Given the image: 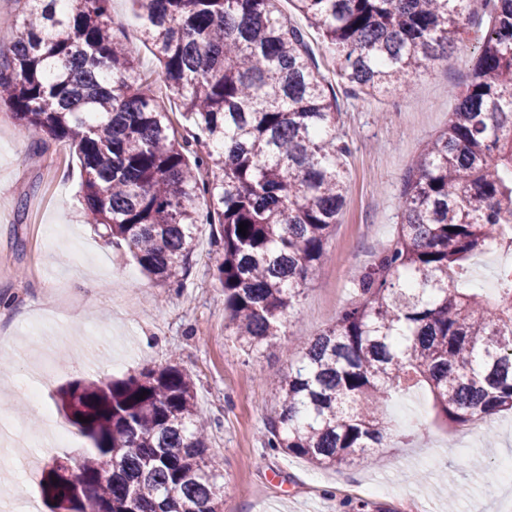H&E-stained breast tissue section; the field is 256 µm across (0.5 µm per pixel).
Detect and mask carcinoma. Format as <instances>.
<instances>
[{
    "mask_svg": "<svg viewBox=\"0 0 512 512\" xmlns=\"http://www.w3.org/2000/svg\"><path fill=\"white\" fill-rule=\"evenodd\" d=\"M15 2L0 106L25 132L70 142L87 223L124 242L159 288L180 282L198 225H219L226 327L249 351L275 346L348 191L336 93L302 31L278 0H133L159 63L145 73L112 31V0ZM293 2L364 95L448 65L473 15L472 0ZM480 12L488 25L448 127L404 178L396 237L275 383L273 450L358 464L394 441L389 398L419 386L449 432L512 411V266L491 299L457 286L473 256L512 250V0H481ZM159 80L181 99L182 133L156 100ZM58 405L92 448L43 469L50 512H223L209 422L178 365L74 380Z\"/></svg>",
    "mask_w": 512,
    "mask_h": 512,
    "instance_id": "obj_1",
    "label": "carcinoma"
}]
</instances>
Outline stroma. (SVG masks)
I'll return each instance as SVG.
<instances>
[{
    "mask_svg": "<svg viewBox=\"0 0 512 512\" xmlns=\"http://www.w3.org/2000/svg\"><path fill=\"white\" fill-rule=\"evenodd\" d=\"M279 7L305 28L333 86L336 133L349 153L346 204L327 242L328 259L291 310L278 347L245 352L226 329L224 292L213 276L221 252L214 227L199 225L180 287H153L126 246L87 224L75 151L56 140L35 148L1 106L0 300L12 312L25 309L28 320L0 316V336L11 339L0 349V416L32 444L46 419L66 426L69 447L37 450L40 471L50 458H72L90 446L57 409L62 386L176 364L194 378L198 404L211 420L207 445L224 463V512H349V502L367 498L384 512H512V485L492 491L486 483L488 469L512 457V413L491 422L489 435L451 447L422 388L387 405L394 418L416 422L409 444L375 449L360 464L321 468L265 445L275 405L271 380L287 376L292 341L311 340L335 323L352 299L354 277L394 239L404 177L447 126L451 89L472 67L478 29L472 23L460 34L453 68L428 66L410 76L407 88L372 97L353 94L336 75L318 31L291 0ZM110 24L124 30L141 68L156 70L131 0H112ZM76 267L98 281L95 291L76 288ZM33 386L40 394L34 405L22 400ZM371 486L378 489L372 496Z\"/></svg>",
    "mask_w": 512,
    "mask_h": 512,
    "instance_id": "obj_1",
    "label": "stroma"
}]
</instances>
